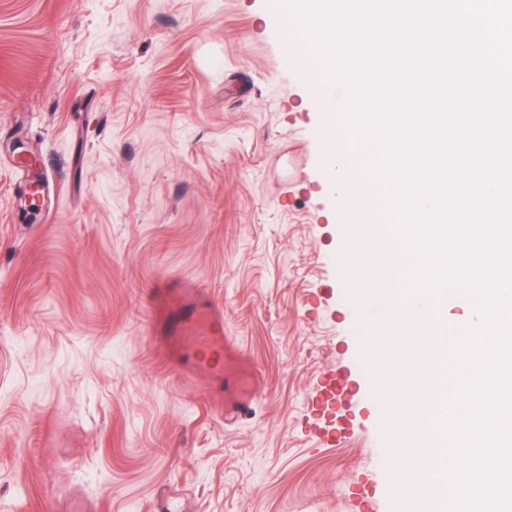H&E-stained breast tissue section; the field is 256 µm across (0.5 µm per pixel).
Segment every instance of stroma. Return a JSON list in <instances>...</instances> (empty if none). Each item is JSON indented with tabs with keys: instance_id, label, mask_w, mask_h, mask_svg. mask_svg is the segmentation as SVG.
Listing matches in <instances>:
<instances>
[{
	"instance_id": "35a3bbf8",
	"label": "stroma",
	"mask_w": 512,
	"mask_h": 512,
	"mask_svg": "<svg viewBox=\"0 0 512 512\" xmlns=\"http://www.w3.org/2000/svg\"><path fill=\"white\" fill-rule=\"evenodd\" d=\"M280 0H0V512H400L373 348L340 257L321 90ZM38 160L36 213L15 140ZM238 349L163 340L159 290ZM255 382L258 411L225 405ZM326 383L339 413L311 398ZM343 418L347 437L324 429Z\"/></svg>"
}]
</instances>
